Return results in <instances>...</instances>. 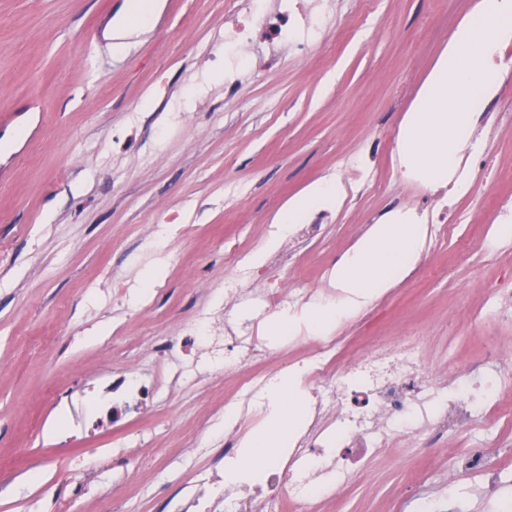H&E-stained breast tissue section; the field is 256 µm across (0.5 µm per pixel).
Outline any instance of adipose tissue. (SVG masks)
<instances>
[{
	"label": "adipose tissue",
	"mask_w": 512,
	"mask_h": 512,
	"mask_svg": "<svg viewBox=\"0 0 512 512\" xmlns=\"http://www.w3.org/2000/svg\"><path fill=\"white\" fill-rule=\"evenodd\" d=\"M512 42V0H477L470 16L453 31L447 46L427 75L397 133V161L404 177L432 188L469 180L462 170L464 151L472 140L478 109L490 103L503 80L496 62L501 45ZM342 184L317 182L294 197L278 218L276 237L255 263H263L279 239L315 213L337 207ZM430 237L427 218L413 210L392 211L372 225L336 264L331 282L335 299L294 310L283 308L271 319L268 336L277 339L307 330L330 333L395 287L412 269ZM305 369L295 366L276 375L261 399L263 424L247 434L237 457L224 463V484L250 487L258 475L291 447L300 433L306 397Z\"/></svg>",
	"instance_id": "ef3b65f1"
}]
</instances>
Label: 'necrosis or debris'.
Segmentation results:
<instances>
[{
    "label": "necrosis or debris",
    "instance_id": "necrosis-or-debris-1",
    "mask_svg": "<svg viewBox=\"0 0 512 512\" xmlns=\"http://www.w3.org/2000/svg\"><path fill=\"white\" fill-rule=\"evenodd\" d=\"M424 349L415 339L375 344L356 357L352 373L346 374L336 368L339 341H324L306 375L313 397L288 467L272 473L263 497L225 489V512H312L314 498L330 488L325 475L342 484L355 465L400 442L414 441L428 452L464 419L505 417L491 398L498 375L473 383L449 380L429 370ZM495 455L496 446L489 443L449 458L448 467L479 475L482 495L493 497L501 481L492 464Z\"/></svg>",
    "mask_w": 512,
    "mask_h": 512
}]
</instances>
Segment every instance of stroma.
<instances>
[{
	"label": "stroma",
	"instance_id": "obj_1",
	"mask_svg": "<svg viewBox=\"0 0 512 512\" xmlns=\"http://www.w3.org/2000/svg\"><path fill=\"white\" fill-rule=\"evenodd\" d=\"M476 0H307L325 16L298 45L291 27L238 60L225 32L239 11L276 18L283 0H163L122 56L112 19L124 0H0V512H175L200 498L224 512L214 452L238 384L305 362L320 337L267 343L271 319L240 276L267 227L310 184L350 163L379 182H344L337 209L267 254L262 282L294 279L334 298L330 272L394 197L447 207L408 277L337 324L340 368L379 339L418 336L439 373L490 372L512 351V240L492 242V207L512 199V123H478L495 164L467 195L442 200L401 177L396 136L438 55ZM162 278L144 280L154 264ZM229 330L266 342L258 364L212 357L196 337ZM495 441L512 495V425L462 421L434 454L402 442L318 500L319 512H414L424 487L490 512L448 459Z\"/></svg>",
	"mask_w": 512,
	"mask_h": 512
}]
</instances>
